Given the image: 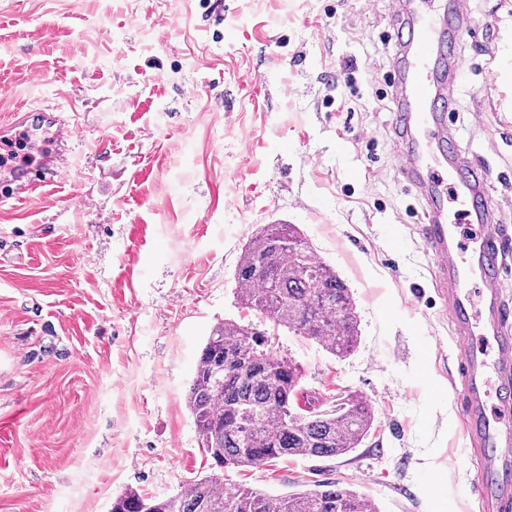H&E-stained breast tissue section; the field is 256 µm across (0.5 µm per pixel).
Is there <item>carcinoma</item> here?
<instances>
[{
    "label": "carcinoma",
    "instance_id": "cac0c4a2",
    "mask_svg": "<svg viewBox=\"0 0 512 512\" xmlns=\"http://www.w3.org/2000/svg\"><path fill=\"white\" fill-rule=\"evenodd\" d=\"M241 305L277 328L344 356L356 346L353 294L293 224H263L243 245L235 270ZM302 372L277 355L267 332L224 321L208 336L186 394L204 451L221 467H255L282 457H337L363 442L372 413L356 394L322 408L294 409ZM213 475L181 493L156 498L128 488L111 512H376L363 494L334 482L286 496L238 488L226 494Z\"/></svg>",
    "mask_w": 512,
    "mask_h": 512
}]
</instances>
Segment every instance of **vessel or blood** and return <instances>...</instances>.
Wrapping results in <instances>:
<instances>
[{
	"instance_id": "1",
	"label": "vessel or blood",
	"mask_w": 512,
	"mask_h": 512,
	"mask_svg": "<svg viewBox=\"0 0 512 512\" xmlns=\"http://www.w3.org/2000/svg\"><path fill=\"white\" fill-rule=\"evenodd\" d=\"M396 36L405 49L394 78L396 155L403 178L433 205L429 223L419 225L417 233L432 254L435 286L459 337V376L466 396L464 431L469 452L478 457L481 470L474 492L488 512H512V311L498 288L502 258L512 249V235L506 225L492 221L484 194L488 171L460 166L447 177L438 170H422L425 159L444 161L455 152V143L446 133L454 96L438 87L454 56L446 31L416 17L399 26ZM71 124V117L57 109L23 105L8 121L0 122V138L18 126L41 127L54 142L36 166H0L1 198L13 197L21 188L33 192L52 185L68 170L65 148L73 138ZM447 178L453 181L456 203L469 222L480 226V235L463 236L458 225L445 222L438 188ZM475 283L483 286L484 316L478 321L472 316L470 293ZM491 373L498 389L493 405L485 399Z\"/></svg>"
}]
</instances>
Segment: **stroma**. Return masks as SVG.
Returning a JSON list of instances; mask_svg holds the SVG:
<instances>
[{"label":"stroma","instance_id":"35a3bbf8","mask_svg":"<svg viewBox=\"0 0 512 512\" xmlns=\"http://www.w3.org/2000/svg\"><path fill=\"white\" fill-rule=\"evenodd\" d=\"M448 118L512 228V0H467ZM399 0H0V117L75 113L70 172L0 202V512H110L213 474L185 403L211 329L270 332L310 398L374 421L342 457L229 468L226 488L335 482L379 512H484L454 329L399 174ZM354 76H346L349 60ZM296 225L357 306L337 357L237 300L258 225Z\"/></svg>","mask_w":512,"mask_h":512}]
</instances>
